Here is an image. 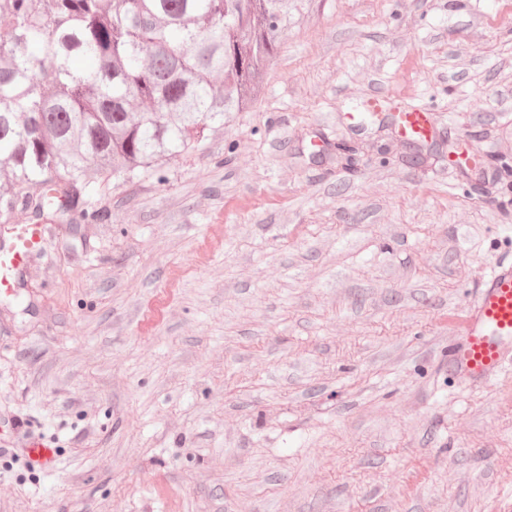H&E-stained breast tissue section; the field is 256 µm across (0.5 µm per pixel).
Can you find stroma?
I'll return each mask as SVG.
<instances>
[{
  "label": "stroma",
  "mask_w": 512,
  "mask_h": 512,
  "mask_svg": "<svg viewBox=\"0 0 512 512\" xmlns=\"http://www.w3.org/2000/svg\"><path fill=\"white\" fill-rule=\"evenodd\" d=\"M375 94L437 151L350 125ZM505 159L512 0H313L247 111L47 220L0 292V512H512V365L448 370L512 259ZM396 127L399 134L408 139H425L431 131L430 112L423 108L398 112ZM26 456L33 466L48 470L54 466L57 450L50 446V442L38 436L29 443Z\"/></svg>",
  "instance_id": "1"
}]
</instances>
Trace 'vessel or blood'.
<instances>
[{"label": "vessel or blood", "mask_w": 512, "mask_h": 512, "mask_svg": "<svg viewBox=\"0 0 512 512\" xmlns=\"http://www.w3.org/2000/svg\"><path fill=\"white\" fill-rule=\"evenodd\" d=\"M396 127L406 138H427L430 114L423 108L397 113ZM44 230L41 224L5 226L10 243L0 249L1 289L14 288L16 277L30 257L40 251ZM457 322L460 340L449 351L450 368L475 382L498 376L512 361V261L497 263L479 285L477 304L463 310ZM26 456L30 464L48 470L55 463L57 451L39 437L30 442Z\"/></svg>", "instance_id": "b4317fda"}]
</instances>
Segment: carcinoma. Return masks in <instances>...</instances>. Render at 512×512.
Masks as SVG:
<instances>
[{
    "mask_svg": "<svg viewBox=\"0 0 512 512\" xmlns=\"http://www.w3.org/2000/svg\"><path fill=\"white\" fill-rule=\"evenodd\" d=\"M301 2L0 0V182L25 190L0 223L101 220L106 173L158 169L250 108ZM132 97L157 110L131 119Z\"/></svg>",
    "mask_w": 512,
    "mask_h": 512,
    "instance_id": "obj_1",
    "label": "carcinoma"
}]
</instances>
